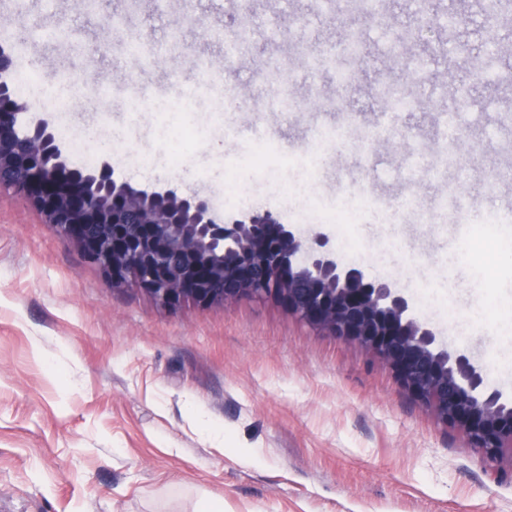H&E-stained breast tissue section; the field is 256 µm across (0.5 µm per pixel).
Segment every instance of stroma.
Returning <instances> with one entry per match:
<instances>
[{"label": "stroma", "instance_id": "35a3bbf8", "mask_svg": "<svg viewBox=\"0 0 512 512\" xmlns=\"http://www.w3.org/2000/svg\"><path fill=\"white\" fill-rule=\"evenodd\" d=\"M385 13L400 29L365 21L354 0H255L246 18L213 0H0V28L23 49L15 72L72 74L69 109L45 114L71 165L83 147L132 183L206 195L218 218L268 209L327 236L340 262L394 284L512 399V244L482 263L472 252L512 204L501 178L512 78L482 81L481 14L443 28L409 0H387ZM107 17L118 23L94 82L72 44L95 43ZM139 31L156 50L146 63L129 50ZM347 36L360 45L351 81L309 71L306 56ZM174 37L190 63L172 65ZM450 43L465 62L452 78L430 57ZM197 59L215 84L187 98ZM406 64L422 72L405 89L411 108L394 111L384 138L365 137ZM446 116L474 146L464 160L446 154ZM343 126L344 150L322 141ZM264 150L284 164L253 170ZM451 189L469 221L412 220ZM348 192L381 207L360 223L320 217L316 201ZM205 497L223 512H512V449L487 460L364 347L274 301L171 311L112 287L1 192L0 512H197Z\"/></svg>", "mask_w": 512, "mask_h": 512}]
</instances>
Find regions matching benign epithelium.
<instances>
[{
    "label": "benign epithelium",
    "mask_w": 512,
    "mask_h": 512,
    "mask_svg": "<svg viewBox=\"0 0 512 512\" xmlns=\"http://www.w3.org/2000/svg\"><path fill=\"white\" fill-rule=\"evenodd\" d=\"M108 47L104 39L87 49L91 78H98L97 61ZM13 64L1 45L0 190L23 198L57 235L76 243L112 287L140 289L170 310L274 300L362 345L489 460L512 444V403L465 353L441 348L389 282L338 262L327 237L307 238L269 210L223 222L205 197L123 180L108 158L90 170L70 166L48 122L28 118L44 107L15 96Z\"/></svg>",
    "instance_id": "obj_1"
}]
</instances>
